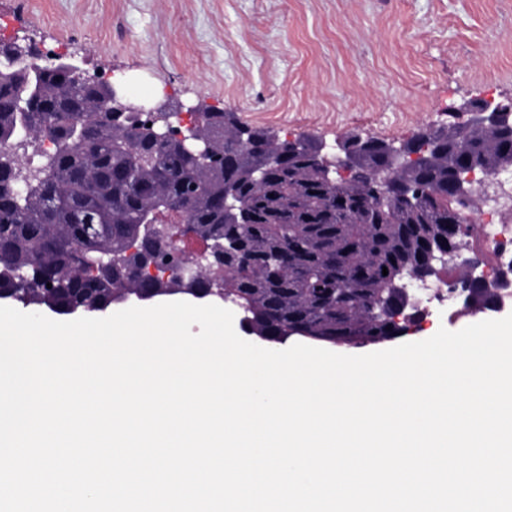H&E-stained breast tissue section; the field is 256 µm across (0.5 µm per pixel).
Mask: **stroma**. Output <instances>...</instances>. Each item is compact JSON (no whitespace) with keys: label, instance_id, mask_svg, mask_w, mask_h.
<instances>
[{"label":"stroma","instance_id":"35a3bbf8","mask_svg":"<svg viewBox=\"0 0 512 512\" xmlns=\"http://www.w3.org/2000/svg\"><path fill=\"white\" fill-rule=\"evenodd\" d=\"M0 31L283 138L401 141L512 98V0H0Z\"/></svg>","mask_w":512,"mask_h":512}]
</instances>
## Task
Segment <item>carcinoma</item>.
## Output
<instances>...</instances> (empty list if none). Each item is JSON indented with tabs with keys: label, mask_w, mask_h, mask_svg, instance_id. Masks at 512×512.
<instances>
[{
	"label": "carcinoma",
	"mask_w": 512,
	"mask_h": 512,
	"mask_svg": "<svg viewBox=\"0 0 512 512\" xmlns=\"http://www.w3.org/2000/svg\"><path fill=\"white\" fill-rule=\"evenodd\" d=\"M28 68L27 61L0 70V299L57 315L100 313L129 294H183L172 278L158 288L140 275L156 261L162 273L194 265L204 294L222 282L220 302L235 306L241 328L259 339L390 342L423 319L415 308L392 320L402 302L392 284L443 279L442 254L472 235L448 199L452 181L474 165L488 174L512 165V133L450 123L407 141L410 153L426 140L436 146L427 165L408 161L395 172L419 188L416 205L372 203L371 183L386 164L382 141L356 147L348 178L330 184L313 138L287 152L283 140L234 112H204L196 131L220 157L213 162L147 129L131 134L125 114L110 111L105 87L78 84L63 70L42 72L36 110L17 111ZM76 129L84 138L78 150L70 148ZM47 130L64 147L50 151L41 170L22 172L8 142ZM177 224L193 225L207 246L227 244L224 260L199 266L173 252ZM81 249L104 264L76 265ZM459 276L468 289L463 314L483 313L492 289L471 287L466 269Z\"/></svg>",
	"instance_id": "cac0c4a2"
}]
</instances>
